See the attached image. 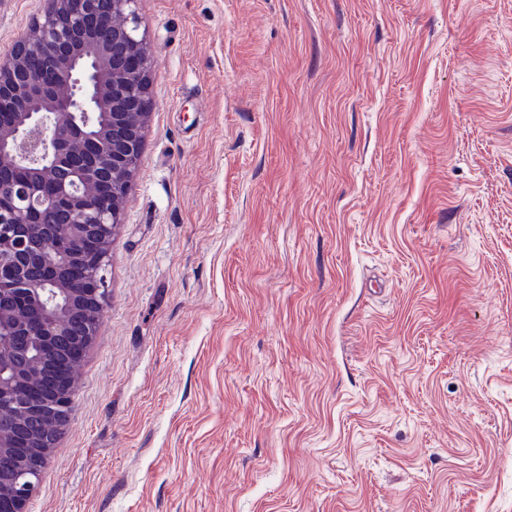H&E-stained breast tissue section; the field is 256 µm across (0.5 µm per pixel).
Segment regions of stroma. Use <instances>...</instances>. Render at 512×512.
Instances as JSON below:
<instances>
[{
	"label": "stroma",
	"mask_w": 512,
	"mask_h": 512,
	"mask_svg": "<svg viewBox=\"0 0 512 512\" xmlns=\"http://www.w3.org/2000/svg\"><path fill=\"white\" fill-rule=\"evenodd\" d=\"M47 0H0V53ZM151 112L27 512H512V0H137Z\"/></svg>",
	"instance_id": "obj_1"
}]
</instances>
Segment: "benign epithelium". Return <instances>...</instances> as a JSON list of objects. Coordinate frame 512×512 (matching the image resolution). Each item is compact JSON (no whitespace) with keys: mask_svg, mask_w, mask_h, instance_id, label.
Segmentation results:
<instances>
[{"mask_svg":"<svg viewBox=\"0 0 512 512\" xmlns=\"http://www.w3.org/2000/svg\"><path fill=\"white\" fill-rule=\"evenodd\" d=\"M136 0H49L44 14L0 56V267L19 270L24 303L0 290V456L35 439L31 424L55 416L56 444L72 408L65 386L43 400L17 402L16 382L30 367L54 380L52 361L89 346L108 296L106 258L141 154L150 109V50L139 34ZM59 227L47 229V216ZM98 240L90 255L79 251ZM61 271L83 266V277L50 283L26 275L31 264ZM81 321L75 336L71 322ZM48 446L0 473L9 512H25Z\"/></svg>","mask_w":512,"mask_h":512,"instance_id":"benign-epithelium-1","label":"benign epithelium"}]
</instances>
